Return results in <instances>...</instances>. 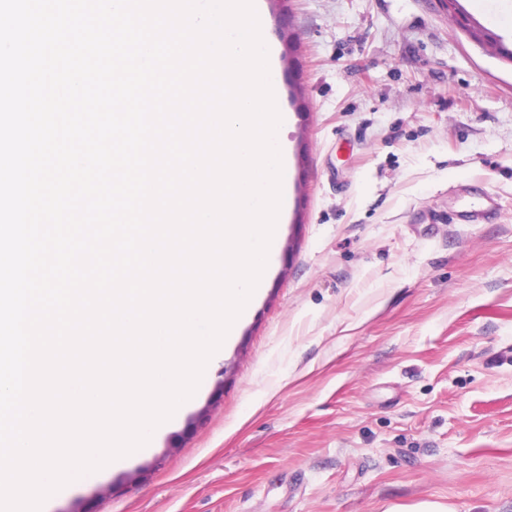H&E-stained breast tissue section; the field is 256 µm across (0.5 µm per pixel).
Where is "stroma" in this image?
I'll use <instances>...</instances> for the list:
<instances>
[{"mask_svg": "<svg viewBox=\"0 0 512 512\" xmlns=\"http://www.w3.org/2000/svg\"><path fill=\"white\" fill-rule=\"evenodd\" d=\"M504 1L460 3L511 47ZM264 3L273 264L171 427L43 512H512V63L439 0Z\"/></svg>", "mask_w": 512, "mask_h": 512, "instance_id": "obj_1", "label": "stroma"}]
</instances>
